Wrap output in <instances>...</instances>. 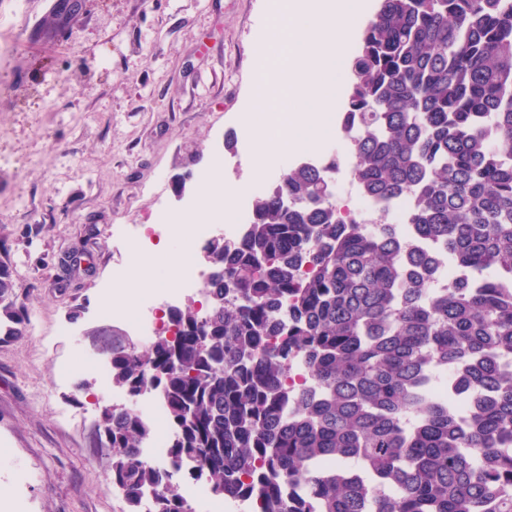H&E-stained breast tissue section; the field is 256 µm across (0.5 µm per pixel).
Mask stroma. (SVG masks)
<instances>
[{
    "label": "stroma",
    "mask_w": 512,
    "mask_h": 512,
    "mask_svg": "<svg viewBox=\"0 0 512 512\" xmlns=\"http://www.w3.org/2000/svg\"><path fill=\"white\" fill-rule=\"evenodd\" d=\"M277 4L84 0L50 26L58 0H0V263L32 308L28 334L0 342V512H125L95 428L124 397L84 365L135 339L104 305L133 258L112 231L182 213L219 154L227 184H275L240 118Z\"/></svg>",
    "instance_id": "1"
}]
</instances>
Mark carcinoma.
Instances as JSON below:
<instances>
[{"label": "carcinoma", "instance_id": "cac0c4a2", "mask_svg": "<svg viewBox=\"0 0 512 512\" xmlns=\"http://www.w3.org/2000/svg\"><path fill=\"white\" fill-rule=\"evenodd\" d=\"M349 70L355 181L381 213L411 196L417 235L479 278L429 288L433 260L395 225L344 223L320 171L288 169L245 236L205 245L224 306L112 344L113 384L159 391L177 430L163 481L136 409L100 414L128 512L148 492L194 512L176 482L191 462L255 512H512V0H379ZM30 323L0 264V340ZM296 363L312 385L293 392Z\"/></svg>", "mask_w": 512, "mask_h": 512}]
</instances>
